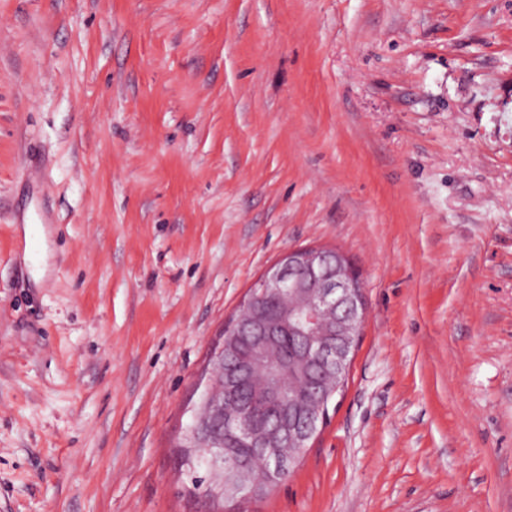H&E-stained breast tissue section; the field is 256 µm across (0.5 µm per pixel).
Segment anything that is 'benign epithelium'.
Masks as SVG:
<instances>
[{"label":"benign epithelium","instance_id":"benign-epithelium-1","mask_svg":"<svg viewBox=\"0 0 512 512\" xmlns=\"http://www.w3.org/2000/svg\"><path fill=\"white\" fill-rule=\"evenodd\" d=\"M288 291L306 297V304L268 308L271 298ZM366 316L361 276L341 252L331 256L320 249L291 250L266 269L217 353L210 356L223 371L207 379L213 390L200 400L204 423L186 428L182 435L183 448L211 449L206 488L235 504L256 499L261 492L258 484L243 480L248 461L224 454L222 443L260 449L275 464L267 473L268 488L289 473L327 421L325 399L344 386ZM283 335L297 337L299 346L284 352ZM290 362L300 367L319 395L308 409L302 406L303 397L290 395L285 388L283 373ZM252 366L265 371L264 416L252 415L253 402L242 396ZM286 446L294 454L284 463L281 449Z\"/></svg>","mask_w":512,"mask_h":512}]
</instances>
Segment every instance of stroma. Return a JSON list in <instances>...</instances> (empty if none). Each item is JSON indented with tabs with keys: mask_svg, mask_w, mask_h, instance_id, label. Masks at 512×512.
Segmentation results:
<instances>
[{
	"mask_svg": "<svg viewBox=\"0 0 512 512\" xmlns=\"http://www.w3.org/2000/svg\"><path fill=\"white\" fill-rule=\"evenodd\" d=\"M299 248L368 313L247 512H512V0H0V512H205L197 382Z\"/></svg>",
	"mask_w": 512,
	"mask_h": 512,
	"instance_id": "1",
	"label": "stroma"
}]
</instances>
